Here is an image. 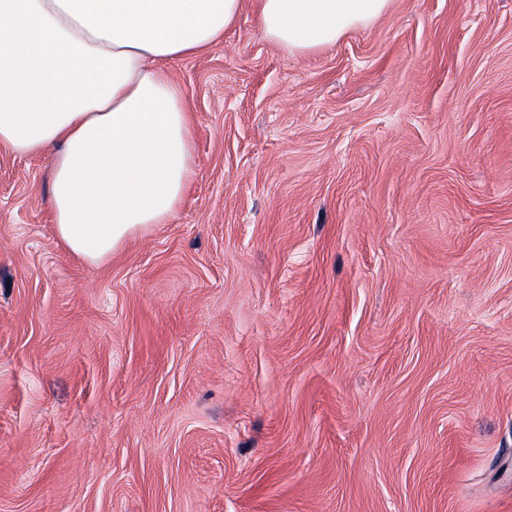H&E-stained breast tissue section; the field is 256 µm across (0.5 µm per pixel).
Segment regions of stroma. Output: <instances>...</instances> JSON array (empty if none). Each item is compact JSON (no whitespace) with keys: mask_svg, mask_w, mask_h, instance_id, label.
<instances>
[{"mask_svg":"<svg viewBox=\"0 0 512 512\" xmlns=\"http://www.w3.org/2000/svg\"><path fill=\"white\" fill-rule=\"evenodd\" d=\"M166 71L195 174L104 264L0 147V512H512V0Z\"/></svg>","mask_w":512,"mask_h":512,"instance_id":"stroma-1","label":"stroma"}]
</instances>
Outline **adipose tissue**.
<instances>
[{"label": "adipose tissue", "mask_w": 512, "mask_h": 512, "mask_svg": "<svg viewBox=\"0 0 512 512\" xmlns=\"http://www.w3.org/2000/svg\"><path fill=\"white\" fill-rule=\"evenodd\" d=\"M291 53L336 43L389 0H256ZM244 0H0V146L51 152L58 239L99 265L168 223L195 172L192 117L166 62L218 43Z\"/></svg>", "instance_id": "1"}]
</instances>
